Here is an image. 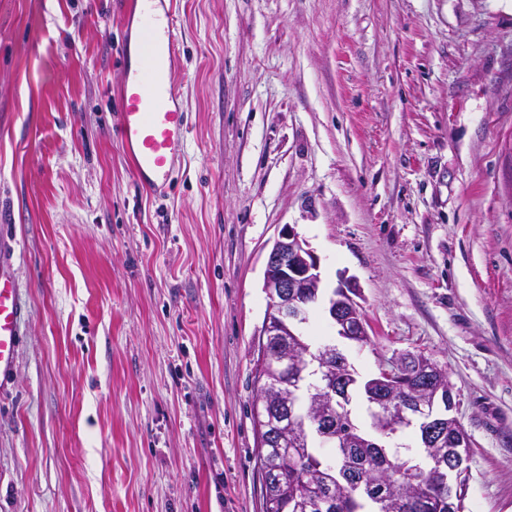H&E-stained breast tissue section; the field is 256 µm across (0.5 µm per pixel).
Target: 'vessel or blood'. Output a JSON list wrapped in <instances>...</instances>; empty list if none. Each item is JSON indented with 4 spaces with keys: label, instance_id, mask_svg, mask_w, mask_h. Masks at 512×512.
Instances as JSON below:
<instances>
[{
    "label": "vessel or blood",
    "instance_id": "vessel-or-blood-1",
    "mask_svg": "<svg viewBox=\"0 0 512 512\" xmlns=\"http://www.w3.org/2000/svg\"><path fill=\"white\" fill-rule=\"evenodd\" d=\"M119 139L136 178L167 191L178 171L191 123L172 75L180 58L178 0H139L125 20ZM23 307L10 272L0 268V379L12 377Z\"/></svg>",
    "mask_w": 512,
    "mask_h": 512
}]
</instances>
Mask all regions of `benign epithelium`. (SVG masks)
Instances as JSON below:
<instances>
[{
    "instance_id": "obj_1",
    "label": "benign epithelium",
    "mask_w": 512,
    "mask_h": 512,
    "mask_svg": "<svg viewBox=\"0 0 512 512\" xmlns=\"http://www.w3.org/2000/svg\"><path fill=\"white\" fill-rule=\"evenodd\" d=\"M321 285L319 262L308 243L296 229L284 225L279 231L267 257L263 288L268 303L260 330L262 336H286L307 321L309 307L304 295L317 292ZM357 284L343 282L329 300L330 318L336 334L349 342L357 336L369 335L368 323L358 301ZM395 378H408L419 391L408 409H400L390 419L391 427L403 422L422 433L427 448L448 449V495L454 496L457 475L465 462L464 449L470 447L463 427L448 435L447 424L458 423L448 408V388L443 369L431 360L412 353H402L383 360L378 372L368 384L367 391L374 401L388 404V384Z\"/></svg>"
}]
</instances>
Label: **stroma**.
Wrapping results in <instances>:
<instances>
[{
    "mask_svg": "<svg viewBox=\"0 0 512 512\" xmlns=\"http://www.w3.org/2000/svg\"><path fill=\"white\" fill-rule=\"evenodd\" d=\"M131 0H0V512H262L254 348L283 225L354 279L361 374L421 354L512 512V0H180L168 197L118 138ZM23 307L9 271L0 268V379L13 376L21 340Z\"/></svg>",
    "mask_w": 512,
    "mask_h": 512,
    "instance_id": "stroma-1",
    "label": "stroma"
}]
</instances>
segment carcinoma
<instances>
[{
    "instance_id": "obj_1",
    "label": "carcinoma",
    "mask_w": 512,
    "mask_h": 512,
    "mask_svg": "<svg viewBox=\"0 0 512 512\" xmlns=\"http://www.w3.org/2000/svg\"><path fill=\"white\" fill-rule=\"evenodd\" d=\"M308 361L321 355L326 344L312 345L302 330L282 343L276 337L260 336L254 360V379L265 377L268 390L284 388L285 376L266 370L261 364L263 347ZM331 385L328 369L309 366L299 384L292 387L294 415L288 407L275 415L279 433L258 434L256 467L262 481L264 512H316L318 500L331 503L328 512H374V494L387 501V512H465L468 475L461 471L460 495L448 502L442 487V474L429 459L431 451L420 448L403 456L387 446L392 435L380 432L375 418L369 428L360 426L340 398L319 403L317 390ZM334 446L335 455H319L317 444Z\"/></svg>"
}]
</instances>
